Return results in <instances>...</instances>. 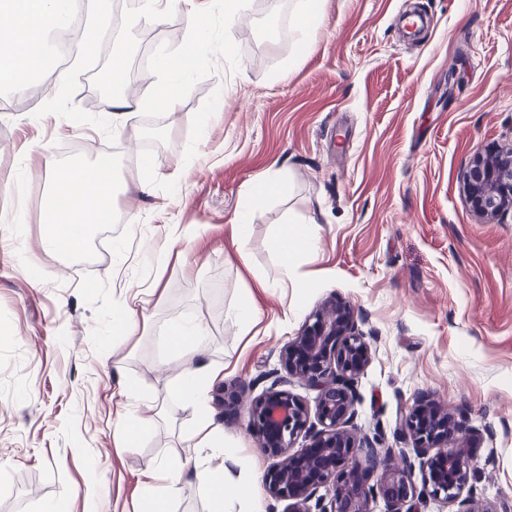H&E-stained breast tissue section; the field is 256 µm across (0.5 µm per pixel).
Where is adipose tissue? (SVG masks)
I'll list each match as a JSON object with an SVG mask.
<instances>
[{"mask_svg":"<svg viewBox=\"0 0 512 512\" xmlns=\"http://www.w3.org/2000/svg\"><path fill=\"white\" fill-rule=\"evenodd\" d=\"M72 0H0V86L25 93L44 72L51 55L49 34L61 27ZM211 25V11L196 6L184 18L185 37L190 52L164 56L162 68L170 73L195 70L211 49L206 36ZM48 171L54 186L41 206L40 222L44 227L43 245L53 253H81L89 238L112 212L117 175L109 159L95 165L49 161ZM311 229L282 224L275 232L271 248L283 274H290L293 261L304 249H312ZM209 335L207 326L198 320L170 325L166 330L164 359L181 363L179 373L170 382L172 395L191 408L194 418L196 447L207 449L205 457L183 455L159 462L145 474L144 489L137 512H170V504L181 489L184 477L192 476L206 485L209 512H267L258 490L257 480L231 482L229 457L224 450V429L216 422L207 404L209 387L219 377V370L203 358L200 349ZM120 402L114 437L122 447L140 444L148 423L132 413L133 407L151 406L140 384L122 379L118 382Z\"/></svg>","mask_w":512,"mask_h":512,"instance_id":"adipose-tissue-1","label":"adipose tissue"}]
</instances>
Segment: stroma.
<instances>
[{"instance_id":"stroma-1","label":"stroma","mask_w":512,"mask_h":512,"mask_svg":"<svg viewBox=\"0 0 512 512\" xmlns=\"http://www.w3.org/2000/svg\"><path fill=\"white\" fill-rule=\"evenodd\" d=\"M297 8L246 0L245 20L231 22L212 0L214 52L175 112L111 121L88 63L62 85L50 71L24 94L0 89V194L33 201L23 226L0 223L24 256L0 264V512H46L61 498L68 512H134L144 472L190 444L193 414L168 393L178 367L158 362L166 327L187 319L207 325L204 353L224 370L208 401L232 471L265 476L271 461L222 386L268 389L284 374L282 347L334 295L361 312L371 345L357 426L393 446L414 401L465 412L478 508L512 500V210L481 219L464 190L475 155L512 147V0H323L304 45ZM181 19L128 11L98 56L126 45L127 88L148 102L143 61L184 49ZM150 115L164 125L149 148ZM114 148L128 159L115 205L126 230L76 258L45 251L46 158L91 163ZM263 175L281 176L285 193L248 204ZM287 221L313 226L316 242L283 288L270 238ZM147 241L172 244L165 269L142 256ZM155 279L162 293L138 312L146 331L113 335V304ZM245 290L259 324L243 337L224 311ZM121 376L162 411L136 408L152 420L136 448L112 436Z\"/></svg>"}]
</instances>
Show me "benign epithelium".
I'll return each instance as SVG.
<instances>
[{
	"label": "benign epithelium",
	"instance_id": "benign-epithelium-1",
	"mask_svg": "<svg viewBox=\"0 0 512 512\" xmlns=\"http://www.w3.org/2000/svg\"><path fill=\"white\" fill-rule=\"evenodd\" d=\"M466 188L483 219L512 207V147L496 159L477 158L466 173ZM355 309L335 298L325 302L281 351L287 375L317 390L315 410L287 389L269 388L250 399L232 392L245 410L246 431L274 459L265 485L289 512H373L381 499L386 512H425L432 502L448 512H476L475 468L470 448L448 445L468 431L462 416L438 402L417 401L404 409L396 433L413 448L385 445L376 432L360 434L354 424L356 381L368 362L370 346ZM309 444L297 450L296 443ZM426 465L415 479L414 460ZM378 473L376 482L369 475Z\"/></svg>",
	"mask_w": 512,
	"mask_h": 512
}]
</instances>
